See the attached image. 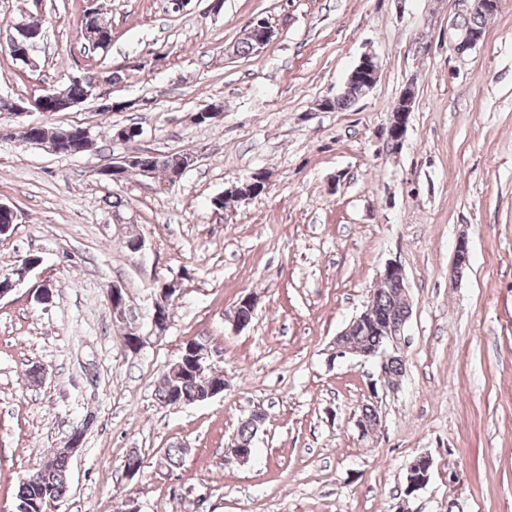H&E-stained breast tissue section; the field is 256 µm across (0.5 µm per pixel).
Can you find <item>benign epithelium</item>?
I'll list each match as a JSON object with an SVG mask.
<instances>
[{
	"mask_svg": "<svg viewBox=\"0 0 512 512\" xmlns=\"http://www.w3.org/2000/svg\"><path fill=\"white\" fill-rule=\"evenodd\" d=\"M249 32L253 41L254 48L260 50L264 48L271 40L272 30L268 24L262 20L250 25ZM39 33L29 30L23 24L16 25V35L10 42V50L15 60L22 62L27 66H34L31 57V50L34 47V40ZM483 38V32L472 30L462 36L455 45L458 54L474 48ZM378 73V64L375 57L366 54L361 57L359 63L355 66L349 75L348 82L359 85L362 91H367L374 84ZM413 100V91L408 88L400 97L401 105L395 108L389 118L386 128L387 144L390 145V151L395 152L399 149L407 130L410 106ZM40 109V104L33 99H12L0 97V112H6L15 117H22L32 110ZM224 117V107L220 103H210L202 110L192 115L193 119H209V123H214ZM86 143L91 141L88 129L81 126H69L58 131L52 138H43L41 136L28 139V142L48 148L51 152L63 155L70 152V144L74 141ZM151 154L133 153L117 157L112 162L101 166L98 174L106 181L116 185L126 180L127 174L135 170L140 175L139 185L150 186L155 182L156 177L152 171L150 162ZM469 248L466 238H461L456 244L454 255V273L460 275L463 272L464 264L468 263ZM38 263L35 257H28L22 261L12 273L3 276L0 279V296L8 293L21 282L27 272ZM388 285L391 289L402 296L403 307L398 314L392 316L387 321L383 330L384 343L380 347L373 349H357L349 344V338L355 335L364 325L368 312L364 311L354 317L349 324L336 336L331 347L333 355L344 357L348 354L360 356L364 359L375 360L378 363L380 376L387 380L392 388L397 389L401 382V372L406 365L405 348L406 335L405 329L411 316V300L406 284L405 274L402 266L397 262L386 264L384 270L379 274L377 287ZM177 291L176 283H165L159 290V300L154 304L151 317L152 333L156 337H162L168 325V301ZM112 311L116 314L119 321L125 323L128 321L130 310L126 305L123 291L117 285H112L107 292ZM255 305L253 297L246 295L241 298L233 308L232 312L225 315V320L231 324L233 330L238 331L245 327V324L238 318V310L243 307ZM222 350L216 347H198L193 341L189 340L185 344V353L182 360L173 363L172 370L180 369L183 361H188V365L200 374L211 371L216 362L222 359ZM432 461L427 456H420L411 462L407 468L405 480V499H410L423 490L431 474Z\"/></svg>",
	"mask_w": 512,
	"mask_h": 512,
	"instance_id": "obj_1",
	"label": "benign epithelium"
}]
</instances>
